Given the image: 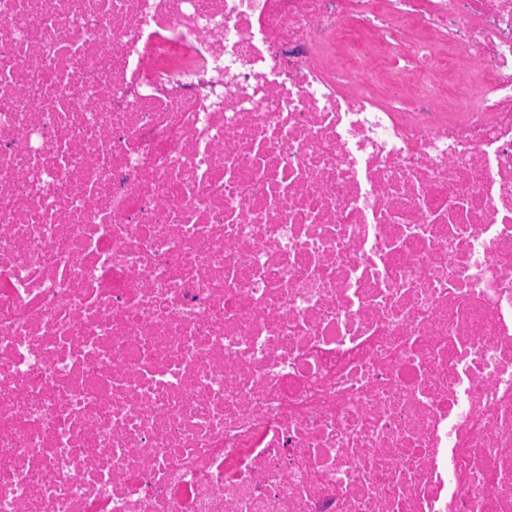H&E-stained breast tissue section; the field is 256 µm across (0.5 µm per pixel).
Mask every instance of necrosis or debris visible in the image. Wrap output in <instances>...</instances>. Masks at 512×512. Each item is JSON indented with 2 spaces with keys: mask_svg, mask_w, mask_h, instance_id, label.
Returning <instances> with one entry per match:
<instances>
[{
  "mask_svg": "<svg viewBox=\"0 0 512 512\" xmlns=\"http://www.w3.org/2000/svg\"><path fill=\"white\" fill-rule=\"evenodd\" d=\"M0 512H512V0H0Z\"/></svg>",
  "mask_w": 512,
  "mask_h": 512,
  "instance_id": "1",
  "label": "necrosis or debris"
}]
</instances>
